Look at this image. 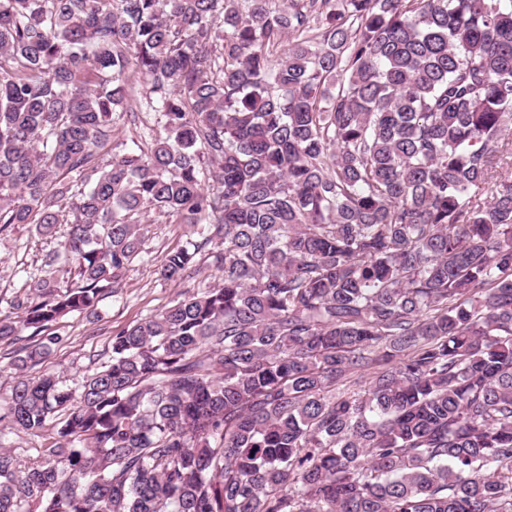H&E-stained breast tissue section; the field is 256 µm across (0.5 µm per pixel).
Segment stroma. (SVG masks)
<instances>
[{
	"mask_svg": "<svg viewBox=\"0 0 512 512\" xmlns=\"http://www.w3.org/2000/svg\"><path fill=\"white\" fill-rule=\"evenodd\" d=\"M147 91L146 83L138 84L129 101L131 113L121 119L109 153L121 152L123 146L157 127L159 114L142 109ZM190 235L188 225L155 219L144 238L142 261L135 264L117 292L100 301L97 316L71 314L47 326V333L59 336L61 342L41 364L30 368V375L53 372L69 387H77L93 371L94 355L107 348L114 330L164 307L183 291L214 286L219 272L207 258L200 259L192 278L175 283L159 276L166 253L185 244ZM53 247V242L37 236L27 224L0 232V297L27 291L38 277L43 255Z\"/></svg>",
	"mask_w": 512,
	"mask_h": 512,
	"instance_id": "35a3bbf8",
	"label": "stroma"
}]
</instances>
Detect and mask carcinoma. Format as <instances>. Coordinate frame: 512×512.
<instances>
[{
  "label": "carcinoma",
  "mask_w": 512,
  "mask_h": 512,
  "mask_svg": "<svg viewBox=\"0 0 512 512\" xmlns=\"http://www.w3.org/2000/svg\"><path fill=\"white\" fill-rule=\"evenodd\" d=\"M140 75L164 134L106 158ZM152 213L221 281L74 389L21 349L0 439L57 441L0 512H512V0H0V231L67 225L0 342L97 315Z\"/></svg>",
  "instance_id": "cac0c4a2"
}]
</instances>
